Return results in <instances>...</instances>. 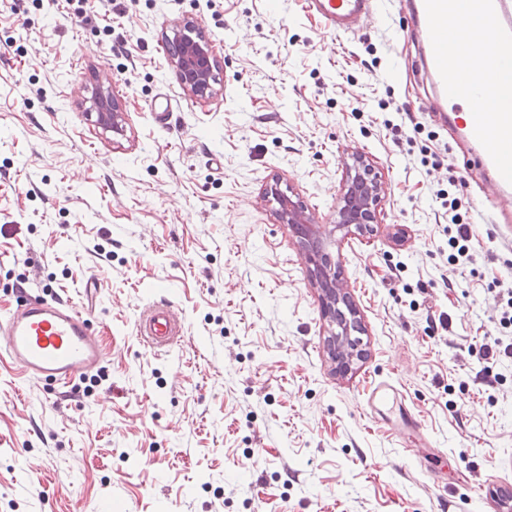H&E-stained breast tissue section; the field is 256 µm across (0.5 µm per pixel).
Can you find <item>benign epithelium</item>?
I'll return each mask as SVG.
<instances>
[{
    "mask_svg": "<svg viewBox=\"0 0 512 512\" xmlns=\"http://www.w3.org/2000/svg\"><path fill=\"white\" fill-rule=\"evenodd\" d=\"M171 61L183 88L199 99L214 95L215 61L209 41L191 24L177 30ZM96 123L106 130L119 129L123 112L105 90L93 99ZM385 182L373 163L362 156L352 158L340 187L337 223L362 233L381 223ZM266 201L277 204L274 213L278 222L288 225L292 236L310 265L321 292L323 318L332 326L328 336L330 355L339 368L346 370L363 358L360 349L363 334L360 315L346 286L338 279L336 268L324 253L317 225L311 222L301 201H293L276 183L266 191Z\"/></svg>",
    "mask_w": 512,
    "mask_h": 512,
    "instance_id": "benign-epithelium-1",
    "label": "benign epithelium"
}]
</instances>
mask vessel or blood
Here are the masks:
<instances>
[{
  "label": "vessel or blood",
  "mask_w": 512,
  "mask_h": 512,
  "mask_svg": "<svg viewBox=\"0 0 512 512\" xmlns=\"http://www.w3.org/2000/svg\"><path fill=\"white\" fill-rule=\"evenodd\" d=\"M326 29L348 34L374 14L378 0H304ZM422 64L437 87L434 109L447 111L466 101L462 120L471 141L494 171L498 185L512 186V100L500 92L512 76V38L501 33V0H414ZM483 21L500 49L496 57H460L454 41H469L473 20ZM485 73L474 82L475 70ZM95 308L84 302L37 300L0 316V354L7 355L25 376L49 378L70 386L98 368L104 360L100 336L93 323ZM138 330L152 347L168 351L183 336V327L162 306L152 304L139 315Z\"/></svg>",
  "instance_id": "1"
}]
</instances>
